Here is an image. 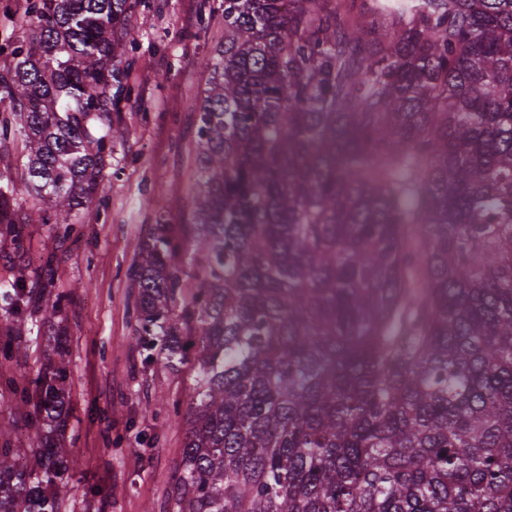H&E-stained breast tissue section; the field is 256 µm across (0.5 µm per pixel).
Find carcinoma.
<instances>
[{
    "label": "carcinoma",
    "instance_id": "1",
    "mask_svg": "<svg viewBox=\"0 0 512 512\" xmlns=\"http://www.w3.org/2000/svg\"><path fill=\"white\" fill-rule=\"evenodd\" d=\"M140 0H27L0 69L24 141L0 235L77 223L126 140ZM220 0L192 258L127 278L144 362L197 369L173 512H512V0ZM384 39H375V20ZM12 314L60 304L19 280ZM196 336L188 358L182 337ZM65 367L34 420L67 412ZM71 450L0 447V512H61Z\"/></svg>",
    "mask_w": 512,
    "mask_h": 512
}]
</instances>
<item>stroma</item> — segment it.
Masks as SVG:
<instances>
[{
  "instance_id": "obj_1",
  "label": "stroma",
  "mask_w": 512,
  "mask_h": 512,
  "mask_svg": "<svg viewBox=\"0 0 512 512\" xmlns=\"http://www.w3.org/2000/svg\"><path fill=\"white\" fill-rule=\"evenodd\" d=\"M202 2L148 0L139 17L129 76L139 96L124 107L130 135L108 160L102 207L83 211L67 236L25 224L19 238L0 237V344L25 352L19 364L0 357V422L12 426L11 447L41 446L43 429L16 403L63 346L69 408L60 443L72 461L60 495L72 512H170L186 426L164 407L176 400L188 409L196 370L144 363L125 273L152 224L181 234L192 221L196 115L208 77L201 61L224 34L222 21L201 22ZM49 258L63 311L52 323L32 314L15 334L8 292L21 277L35 285Z\"/></svg>"
}]
</instances>
